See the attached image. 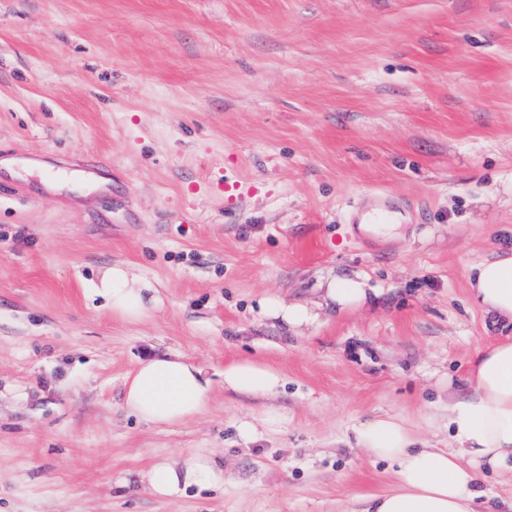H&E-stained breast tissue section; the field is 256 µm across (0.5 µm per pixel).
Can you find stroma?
Here are the masks:
<instances>
[{"label": "stroma", "instance_id": "35a3bbf8", "mask_svg": "<svg viewBox=\"0 0 512 512\" xmlns=\"http://www.w3.org/2000/svg\"><path fill=\"white\" fill-rule=\"evenodd\" d=\"M3 157L25 167L0 169V512H364L395 476L355 428L449 440L437 380L468 395L512 336L468 286L512 247V0H0ZM379 193L421 219L363 233ZM115 262L157 285L149 319L86 308ZM352 272L378 304L302 336L254 312ZM170 352L206 367L207 411L127 415V376ZM241 357L284 390L226 393ZM192 450L223 488L155 496L144 472ZM278 422L279 417L274 413H268L260 419L243 418L240 419L237 424L238 435L243 443L248 444L261 434L259 426L263 428L272 427Z\"/></svg>", "mask_w": 512, "mask_h": 512}]
</instances>
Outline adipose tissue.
Listing matches in <instances>:
<instances>
[{
	"instance_id": "ef3b65f1",
	"label": "adipose tissue",
	"mask_w": 512,
	"mask_h": 512,
	"mask_svg": "<svg viewBox=\"0 0 512 512\" xmlns=\"http://www.w3.org/2000/svg\"><path fill=\"white\" fill-rule=\"evenodd\" d=\"M469 291L494 323L512 325V250L475 265ZM314 304L286 302L275 295L258 301L261 319L299 334L318 322L321 311H350L374 303L383 289L366 276L320 277ZM88 306L102 304L127 322L148 318L160 305L154 284L120 263L106 269L84 290ZM472 395L448 405L451 445L417 442L414 428L392 416H375L355 430L356 444L371 457L395 464V483L371 496L365 512H478L483 469L512 485V340L481 351L467 378ZM285 386L282 371L254 358L224 367V389L252 399H268ZM213 384L203 367L185 355L148 356L125 383L123 405L137 419L156 426L187 423L206 409ZM151 492L182 496L188 488H220L224 469L210 454L190 452L153 463L146 474Z\"/></svg>"
}]
</instances>
